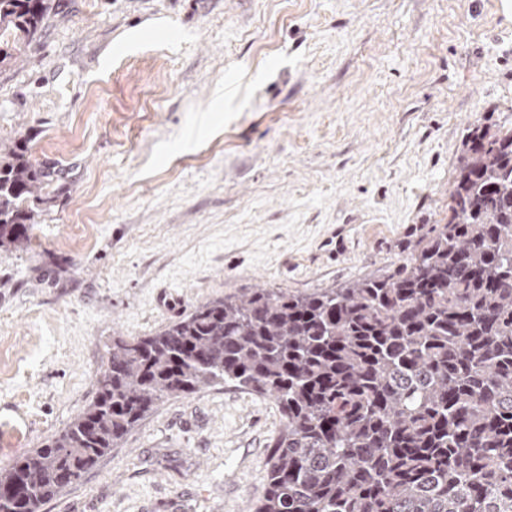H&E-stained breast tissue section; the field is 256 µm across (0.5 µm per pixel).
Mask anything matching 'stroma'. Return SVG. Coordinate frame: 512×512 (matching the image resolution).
Masks as SVG:
<instances>
[{"mask_svg":"<svg viewBox=\"0 0 512 512\" xmlns=\"http://www.w3.org/2000/svg\"><path fill=\"white\" fill-rule=\"evenodd\" d=\"M503 0H54L0 145L61 191L0 252V467L91 401L116 336L252 288L342 287L447 223L469 129L512 127ZM275 403H160L40 512H248Z\"/></svg>","mask_w":512,"mask_h":512,"instance_id":"stroma-1","label":"stroma"}]
</instances>
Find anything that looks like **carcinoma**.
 <instances>
[{
	"mask_svg": "<svg viewBox=\"0 0 512 512\" xmlns=\"http://www.w3.org/2000/svg\"><path fill=\"white\" fill-rule=\"evenodd\" d=\"M52 11L0 0V72ZM52 182L25 138L0 150V251L30 246ZM450 198L392 272L255 288L112 337L84 410L0 467V512H39L159 403L220 382L283 417L252 512H512V128L469 130Z\"/></svg>",
	"mask_w": 512,
	"mask_h": 512,
	"instance_id": "1",
	"label": "carcinoma"
}]
</instances>
